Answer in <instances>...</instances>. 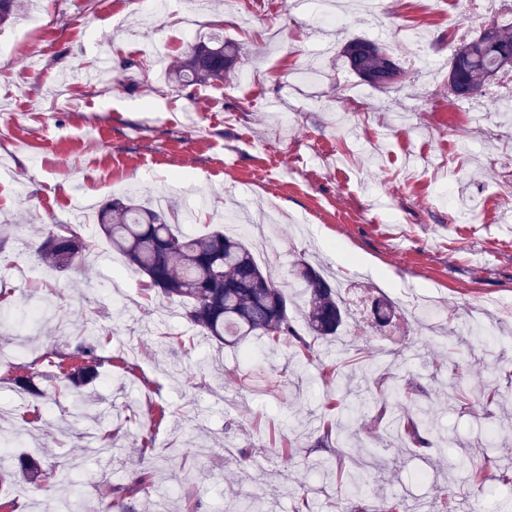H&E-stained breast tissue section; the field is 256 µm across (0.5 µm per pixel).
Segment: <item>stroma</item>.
I'll return each mask as SVG.
<instances>
[{
  "mask_svg": "<svg viewBox=\"0 0 512 512\" xmlns=\"http://www.w3.org/2000/svg\"><path fill=\"white\" fill-rule=\"evenodd\" d=\"M244 0H209L195 15L143 17L138 0H19L0 41V409L16 424L8 432L12 457L32 456L51 470L50 482L0 486V512H37L40 504L79 498L82 512L106 506L157 463L164 512H224L229 500L268 494L273 512H295L308 498L312 512H373L380 497L404 504L425 498L435 512H462L469 469L480 451L486 468L483 503L512 512V401L485 406L478 388L492 375L512 380V343L498 338L496 320L512 316V124L498 105L512 86L492 84L469 106L473 126L439 123L447 106L450 38L481 31L473 16L435 19L445 0H385L379 16L352 14L340 27L310 25L282 0L278 15L249 16ZM127 26L115 31V4ZM195 15L196 34L183 21ZM422 31L420 54L435 71L420 76L409 58L395 59L407 81L399 89L357 83L341 49L364 37L386 45ZM219 34L240 54L229 79L184 90L155 75L147 50L169 43L168 64L188 46ZM110 65L100 84L81 69ZM311 64L317 80L294 77ZM87 194L93 209L130 196L158 199L189 214L184 231L216 228L237 214L236 235L265 237L286 277L295 257L319 261L338 275L349 311L336 342L319 359L335 366L336 381L310 383L292 348L243 356L219 347L172 303L173 320L150 321L142 274L127 268L94 223H73L71 208ZM73 224L87 245L82 262L51 268L34 256L48 230ZM271 254V255H272ZM402 304L400 316L379 324L372 302ZM490 306L485 334H468L472 309ZM96 346L98 378L85 392L111 413L90 429L74 415L55 372L42 367V397L20 393L10 370L40 361L51 350ZM407 359L416 398L435 425L425 457L397 451L379 420V405L356 425L359 451L345 470L370 460L373 480L363 496L338 500L313 462L332 458L342 442L336 382ZM331 424L329 449L314 440ZM112 445V475L88 450L89 437ZM252 453L242 477L229 448Z\"/></svg>",
  "mask_w": 512,
  "mask_h": 512,
  "instance_id": "obj_1",
  "label": "stroma"
}]
</instances>
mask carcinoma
I'll return each instance as SVG.
<instances>
[{
    "label": "carcinoma",
    "instance_id": "cac0c4a2",
    "mask_svg": "<svg viewBox=\"0 0 512 512\" xmlns=\"http://www.w3.org/2000/svg\"><path fill=\"white\" fill-rule=\"evenodd\" d=\"M235 43L216 39L190 46L177 62L169 78L174 87L224 82L230 70L224 62L237 60ZM349 69L374 88H393L397 81L387 69L392 55L383 44L366 38H354L343 48ZM512 72V21L495 24L493 35L483 30L454 46L448 67V87L458 99H469L484 85ZM98 226L129 265L147 278V290L182 304L185 317L204 335L224 345L259 342L264 349L291 343L303 358H313L317 347L329 342L345 325L347 312L338 289L329 277L301 257L289 270L299 291L286 293L283 285L255 260L246 242L220 229L201 234L180 231L178 211L174 208L152 210L134 199L113 200L98 213ZM77 233L68 224L55 231L36 248L35 254L58 267L65 266L61 254L71 248ZM297 308L304 330L298 331L290 316ZM398 307L387 299L374 301L376 320L387 325L396 317ZM53 366L59 378L68 382L73 404L89 406L78 387L93 382L101 358L93 345L80 344L69 356L56 355ZM36 375H19L14 385L34 397L42 396L35 385ZM387 425L404 440L425 444L420 431L430 425L426 405L408 401V382L390 376L377 382ZM40 484L51 478L32 459L20 461V471L0 466V482L11 483L17 477ZM368 485V474L359 470L338 484L337 493L355 498ZM156 492L154 484L140 479L126 496L112 499L111 512H141L142 500Z\"/></svg>",
    "mask_w": 512,
    "mask_h": 512
}]
</instances>
